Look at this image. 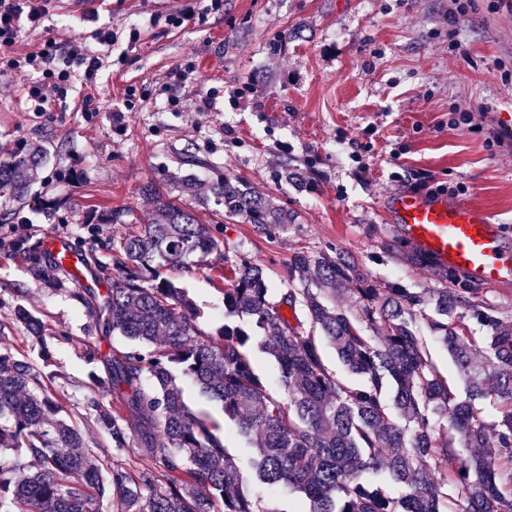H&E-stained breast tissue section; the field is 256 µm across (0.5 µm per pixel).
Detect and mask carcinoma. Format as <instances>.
I'll use <instances>...</instances> for the list:
<instances>
[{"label": "carcinoma", "instance_id": "1", "mask_svg": "<svg viewBox=\"0 0 512 512\" xmlns=\"http://www.w3.org/2000/svg\"><path fill=\"white\" fill-rule=\"evenodd\" d=\"M46 160L34 146L1 158L0 196L23 199ZM212 190L224 215L261 231L294 223L289 210L255 187L226 177ZM197 194L193 172L173 177L164 193L142 188L153 219L130 222L112 242V287L99 307L107 332L128 346L102 356L85 342L106 374H91L99 395L87 405L90 418L113 450L136 446L146 463L133 473L96 455L64 415L52 377L0 346V512H105L114 504L118 512H266L243 493L219 426L186 406L184 383L221 403L224 420L253 450L250 474L270 488L288 485L303 494L304 512H512V324L478 299L472 283L441 268L457 287L427 296L399 283L377 288L345 252L302 251L288 263V287L275 299L264 270L242 260L230 265L224 325L206 332L203 312L163 275L188 272L221 249L210 227L176 203ZM348 293L355 296L351 310L342 305ZM298 303L307 328L282 316L283 307ZM461 306L489 328L486 335H472L457 316ZM421 319L455 360L465 398L429 362ZM12 321L51 365L44 320L19 305ZM324 340L359 382L328 372ZM477 343L486 375L473 366ZM255 344L277 362L283 396H273L252 366ZM486 399L499 407L495 421L482 414ZM431 414L447 416L452 431L433 430ZM129 415L142 417L134 441ZM461 445L477 452L448 468ZM433 463L443 468L437 481L429 477ZM371 473L385 474L397 493L372 484Z\"/></svg>", "mask_w": 512, "mask_h": 512}]
</instances>
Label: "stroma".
Returning a JSON list of instances; mask_svg holds the SVG:
<instances>
[{"instance_id": "35a3bbf8", "label": "stroma", "mask_w": 512, "mask_h": 512, "mask_svg": "<svg viewBox=\"0 0 512 512\" xmlns=\"http://www.w3.org/2000/svg\"><path fill=\"white\" fill-rule=\"evenodd\" d=\"M85 0L67 10L50 0L40 28L0 49L22 57L47 39L92 44V32L118 34L112 65L93 86L75 80L52 95L45 111L28 108L33 73L0 66V158L23 145L48 152L30 196L0 197V340L25 348L24 332L8 323L14 306L47 323L54 387L90 447L132 467L136 450L116 453L85 415L102 371L81 347L122 348L89 313L82 292L51 265L42 244L66 236L86 254L103 283L112 279V242L123 224H87L86 212L147 213L144 185L166 184L181 161L204 187L227 176L263 189L296 216L287 231L265 235L216 201L196 207L224 244L191 272H172L213 331L224 322L231 263L264 269L272 291L299 251L351 254L376 286L397 282L414 292L444 287L435 266L414 265L395 246L401 235L389 201L416 187L449 198L464 186L469 203L493 211L512 247V0ZM182 26L168 23L173 9ZM137 42H130L131 30ZM134 96H126V88ZM213 110L195 125L202 99ZM486 108L488 131L449 130L453 107ZM299 172L285 180L284 169ZM27 219L15 244L5 227ZM184 401L219 426L239 467L251 454L224 421L221 404L198 387Z\"/></svg>"}]
</instances>
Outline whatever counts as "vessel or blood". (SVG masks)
I'll return each mask as SVG.
<instances>
[{"mask_svg": "<svg viewBox=\"0 0 512 512\" xmlns=\"http://www.w3.org/2000/svg\"><path fill=\"white\" fill-rule=\"evenodd\" d=\"M390 213L403 237L434 264L464 273L478 284L512 278V261L487 210L406 192L393 200ZM44 249L50 263L67 272L77 287H98L95 270L66 237L47 238Z\"/></svg>", "mask_w": 512, "mask_h": 512, "instance_id": "b4317fda", "label": "vessel or blood"}]
</instances>
